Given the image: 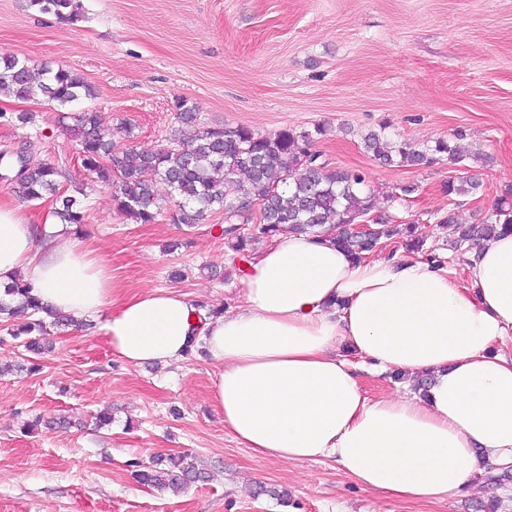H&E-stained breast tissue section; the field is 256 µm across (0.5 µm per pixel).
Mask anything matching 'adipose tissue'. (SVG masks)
Here are the masks:
<instances>
[{
	"label": "adipose tissue",
	"mask_w": 512,
	"mask_h": 512,
	"mask_svg": "<svg viewBox=\"0 0 512 512\" xmlns=\"http://www.w3.org/2000/svg\"><path fill=\"white\" fill-rule=\"evenodd\" d=\"M468 283L420 258L355 260L331 241L284 233L245 267L243 307L210 317L179 292L109 304L105 262L54 222L0 204V284L23 275L40 304L104 316L113 353L139 367L183 359L198 336L220 369L224 429L256 455L331 459L363 488L443 501L479 462L512 467V230L473 249ZM429 373L426 396L372 398L359 370Z\"/></svg>",
	"instance_id": "1"
}]
</instances>
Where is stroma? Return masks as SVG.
<instances>
[{"mask_svg":"<svg viewBox=\"0 0 512 512\" xmlns=\"http://www.w3.org/2000/svg\"><path fill=\"white\" fill-rule=\"evenodd\" d=\"M70 23L0 0V51L34 68L79 73L92 108L118 148L166 144L179 124L173 103L190 101L201 126H246L262 134L321 125L313 151L331 167L363 170L376 206L416 221L424 249L465 282L463 258L439 223L448 208L464 222L485 219L512 187V0H76ZM34 115L18 126L9 116ZM44 98H0V151L30 142L33 162L58 171L61 190H84L79 240L105 260L116 298L163 288L226 312L243 304L238 275L228 282L230 252L211 227L222 212L189 228L172 223L174 202L157 183L154 223L137 224L115 206L109 186L83 170L77 146ZM384 132L416 148L459 140L485 160L462 169L442 161L418 169L388 167L368 155L364 134ZM477 177L478 197L449 200L445 186ZM414 185L391 203L388 192ZM184 248L167 253V242ZM184 278H168L172 268ZM89 331L54 329L39 372L14 370L13 340L0 345V512H512V482L487 484L445 501L393 499L361 488L331 460L289 464L256 456L224 429L211 399L219 369L196 354L170 364L134 367L116 358L95 319ZM107 411L112 423L89 424ZM66 416V430H28L36 417ZM189 453L210 475L183 491L138 483L131 461ZM275 487L287 501L266 495Z\"/></svg>","mask_w":512,"mask_h":512,"instance_id":"stroma-1","label":"stroma"}]
</instances>
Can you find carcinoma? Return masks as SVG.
Segmentation results:
<instances>
[{
    "label": "carcinoma",
    "mask_w": 512,
    "mask_h": 512,
    "mask_svg": "<svg viewBox=\"0 0 512 512\" xmlns=\"http://www.w3.org/2000/svg\"><path fill=\"white\" fill-rule=\"evenodd\" d=\"M44 13L73 22L78 17L74 0H31ZM28 100L43 97L59 107L93 96L92 88L76 72L64 68L35 71L27 62L0 51V95ZM183 134L168 144L130 147L115 151L112 130L100 112L85 109L70 116L67 126L76 139L82 167L112 187L117 208L138 224H151L159 206L155 184H166L176 202L173 221L189 228L201 223L214 208L224 212L218 225L220 236L232 252V263H249L259 238H274L284 232L330 238L354 258L379 250L382 240L397 238L406 251L420 253L424 237L419 227L397 221L383 213L374 217L375 232L364 237L352 226L376 209L375 190L366 174L355 168H333L312 151L325 134L319 125L297 132L282 129L261 135L246 126L232 129L201 127L195 107L184 98L175 101ZM367 153L390 167L429 166L447 157L456 164L467 159L455 145L438 140L423 150L407 142H393L370 132L363 138ZM14 179L17 196L36 201L56 197L57 218L77 227L84 224V210L76 197L59 191L58 171L51 163L32 164L20 159ZM481 184L467 177L448 181V195H473ZM259 202V216L245 214V206ZM439 223L453 227L450 247L461 252L473 249L500 229L512 230V189L502 194L490 217L480 224H464L452 209ZM42 307L32 295V285L18 276L0 298V324L24 351L38 355L45 349L47 327H69L67 314L41 315ZM140 483L180 490L207 480V472L187 455L157 458L149 464L130 463Z\"/></svg>",
    "instance_id": "1"
}]
</instances>
